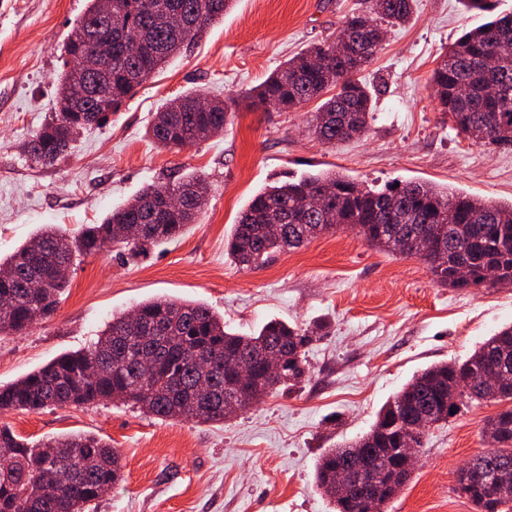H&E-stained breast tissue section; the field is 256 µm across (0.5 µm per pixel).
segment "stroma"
Masks as SVG:
<instances>
[{"label": "stroma", "mask_w": 512, "mask_h": 512, "mask_svg": "<svg viewBox=\"0 0 512 512\" xmlns=\"http://www.w3.org/2000/svg\"><path fill=\"white\" fill-rule=\"evenodd\" d=\"M493 4L487 13L465 10L460 0H418L410 23L389 29L363 73L374 106L367 131L325 145L310 131L317 102L263 112L248 94L289 56L334 39L362 0H234L106 123L43 165L23 146L54 110L63 45L87 0H0L1 258L43 225L75 234L101 223L169 174L197 175L210 186L179 239L132 259L114 251L78 257L54 316L0 336V384L86 347L112 314L157 296L204 303L239 333L273 318L327 327L306 348L301 388L271 394L221 424L162 421L99 401L13 410L0 414V425L34 443L91 433L116 448L123 479L93 512H331L314 485L319 457L368 432L417 372L465 361L512 324V288L440 285L420 259L376 250L346 226L255 269L231 263L224 241L252 196L288 173L335 170L379 189L435 183L511 202L512 151L459 135L427 86L462 32L512 13V0ZM191 92L222 100L231 123L207 141L157 148L146 134L155 112ZM501 408L468 403L431 428L411 480L386 512H476L456 477L486 451L483 422Z\"/></svg>", "instance_id": "1"}]
</instances>
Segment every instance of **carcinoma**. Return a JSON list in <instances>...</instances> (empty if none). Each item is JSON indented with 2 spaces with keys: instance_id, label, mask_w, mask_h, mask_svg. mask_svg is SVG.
I'll return each instance as SVG.
<instances>
[{
  "instance_id": "cac0c4a2",
  "label": "carcinoma",
  "mask_w": 512,
  "mask_h": 512,
  "mask_svg": "<svg viewBox=\"0 0 512 512\" xmlns=\"http://www.w3.org/2000/svg\"><path fill=\"white\" fill-rule=\"evenodd\" d=\"M233 0H112V16L103 15L101 0H88L64 45L73 58L82 48L80 33L106 29L112 37V60L87 74L67 66L58 79L57 112L33 135L25 150L37 163H51L70 148L84 129L100 124L119 109L168 59L199 37L210 23L224 17ZM417 0H365V11L352 15L341 48L336 41L314 45L281 64L250 92L252 105L291 111L322 100L313 120L317 139L332 143L361 135L372 118V95L359 75L371 64L383 38L375 34L386 23L399 26L414 12ZM372 21L374 34L364 31ZM512 47V15L500 14L465 31L448 48L429 84L442 110L454 117L459 134L476 144L512 149V56L498 55ZM332 87L338 92L325 94ZM198 93L178 96L155 113L147 134L163 149H180L224 132V103L197 108ZM334 189L326 207L310 211L306 200ZM209 184L198 176L152 182L117 206L99 224L70 235L49 225L0 259V334H20L50 318L68 287L58 267L80 256L107 252L119 245L136 254L147 245L171 242L203 209ZM351 225L373 247L395 246L429 233L443 246L424 257L442 284L470 288L485 282L489 272L512 281V204L505 206L428 184L388 185L382 189L358 183L339 172L310 173L276 180L255 194L225 242L227 254L242 266L297 249L318 235ZM469 270L463 281L457 268ZM41 281L43 288L30 284ZM134 320L112 315L96 340L65 352L26 376L0 384V413L38 412L108 399L133 405L161 420L194 419L222 423L239 409L293 387L306 376L305 347L314 330L279 319L241 334L226 329L224 319L209 307L158 297L140 302ZM271 352L285 360L279 375H269ZM248 364L239 382L234 365ZM505 368L512 372V325L486 339L463 363H439L417 374L379 411L370 431L354 443L332 448L319 459L315 484L346 512L345 497L364 495L366 487L349 482L346 496L336 490L332 471L344 467L355 475L365 456L377 448H394L389 425L426 420L448 421L451 410L472 401H512V378L490 396L480 390L460 392L456 379L472 372ZM490 449L471 459L465 490L477 512H503L512 503V406L485 420ZM117 451L91 434H63L32 445L10 428L0 426V512H86L101 490L121 479Z\"/></svg>"
}]
</instances>
